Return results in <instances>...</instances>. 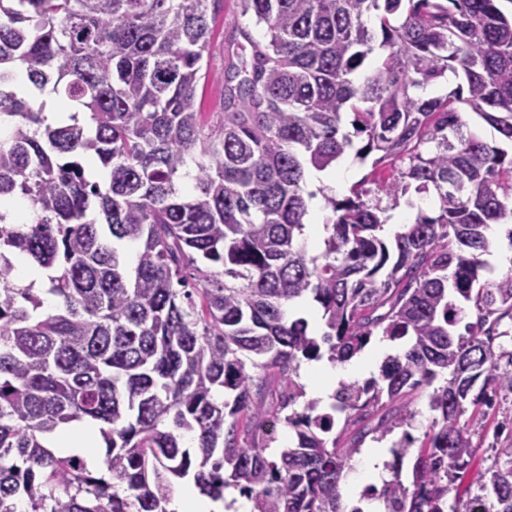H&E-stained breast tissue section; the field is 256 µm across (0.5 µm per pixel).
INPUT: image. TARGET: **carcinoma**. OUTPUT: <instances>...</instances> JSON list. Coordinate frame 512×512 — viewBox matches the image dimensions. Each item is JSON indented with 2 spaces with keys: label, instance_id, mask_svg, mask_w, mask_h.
I'll return each mask as SVG.
<instances>
[{
  "label": "carcinoma",
  "instance_id": "1",
  "mask_svg": "<svg viewBox=\"0 0 512 512\" xmlns=\"http://www.w3.org/2000/svg\"><path fill=\"white\" fill-rule=\"evenodd\" d=\"M500 2L238 0L266 40L237 29L211 123L197 90L223 0H0V203L35 214L19 224L0 209V512H175L173 480L190 475L254 512H363L348 509L345 469L392 435V477L368 490L385 512H470L448 508V486L474 484L489 512H512V443L476 471L460 426L466 401L512 393L498 331L512 276L482 279L479 259L492 224L512 243V152L455 106L512 143ZM449 71L457 90L416 94ZM52 98L70 114L49 120ZM349 150L371 161L375 190L306 191L307 168ZM431 192L433 215L412 199ZM402 200L414 217L388 244L379 232ZM20 257L41 283H17ZM303 298L322 310L318 337L290 312ZM462 302L476 321L462 323ZM374 336L406 347L379 377L294 409L302 362L345 363ZM428 388L436 416L407 485L411 404ZM83 420L103 440L101 469L49 445ZM272 421L294 433L277 456L258 442ZM457 107L459 112H462L461 115L463 120L469 123V125L477 126L481 132L482 137L488 143L492 145L497 144L510 152V144L501 142L498 133L492 127L482 121L475 113H473L468 106L458 103Z\"/></svg>",
  "mask_w": 512,
  "mask_h": 512
}]
</instances>
